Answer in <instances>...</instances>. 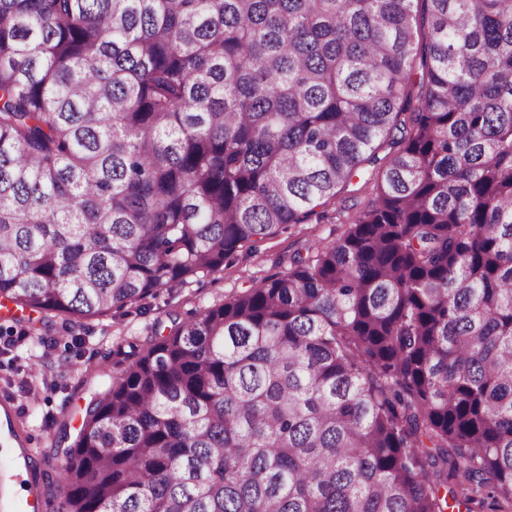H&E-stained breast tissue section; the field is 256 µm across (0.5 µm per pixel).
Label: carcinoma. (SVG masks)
Listing matches in <instances>:
<instances>
[{"instance_id": "carcinoma-1", "label": "carcinoma", "mask_w": 512, "mask_h": 512, "mask_svg": "<svg viewBox=\"0 0 512 512\" xmlns=\"http://www.w3.org/2000/svg\"><path fill=\"white\" fill-rule=\"evenodd\" d=\"M157 336L58 512H512V0H0V298L69 328L336 201Z\"/></svg>"}]
</instances>
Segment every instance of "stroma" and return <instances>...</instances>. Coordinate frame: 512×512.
<instances>
[{
  "mask_svg": "<svg viewBox=\"0 0 512 512\" xmlns=\"http://www.w3.org/2000/svg\"><path fill=\"white\" fill-rule=\"evenodd\" d=\"M371 197V186L353 183L339 193L333 220L314 217L304 224L287 225L256 248H241L225 261L223 271L192 279L179 288L162 289L144 307H127L88 320L79 331L83 345L76 353L59 342L61 323L45 326L39 314L0 303V403L13 408V427L31 450L42 512H57L61 501L50 462L59 423L64 420L71 428L79 427L81 409L119 370L118 347L130 342L147 344L154 332H169L174 320H185L273 274L286 272L295 257L313 256L317 247L345 234ZM31 333L54 337L55 342L27 355L23 346Z\"/></svg>",
  "mask_w": 512,
  "mask_h": 512,
  "instance_id": "35a3bbf8",
  "label": "stroma"
}]
</instances>
